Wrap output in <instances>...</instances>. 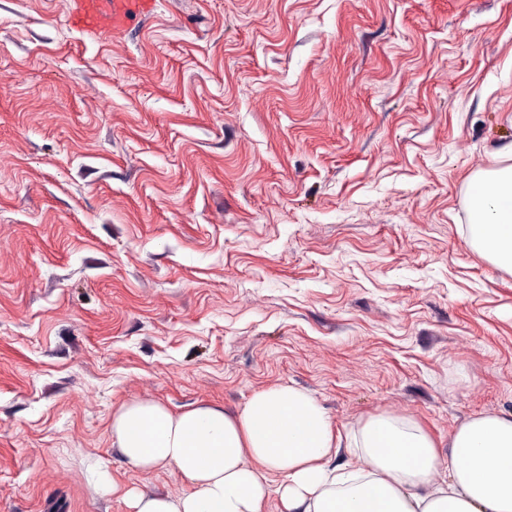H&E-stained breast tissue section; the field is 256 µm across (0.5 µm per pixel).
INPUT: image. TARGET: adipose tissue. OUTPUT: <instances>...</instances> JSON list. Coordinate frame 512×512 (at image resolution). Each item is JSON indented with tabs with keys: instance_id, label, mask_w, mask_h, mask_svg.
<instances>
[{
	"instance_id": "adipose-tissue-1",
	"label": "adipose tissue",
	"mask_w": 512,
	"mask_h": 512,
	"mask_svg": "<svg viewBox=\"0 0 512 512\" xmlns=\"http://www.w3.org/2000/svg\"><path fill=\"white\" fill-rule=\"evenodd\" d=\"M470 184L469 241L512 272V165ZM112 440L129 465L173 468L189 484L176 497L128 490L129 512H263L273 492L279 512H512V415L463 423L443 461L413 419L378 415L341 436L310 393L268 387L235 415L211 405L176 414L148 398L124 403L112 415ZM343 446L363 467L333 464ZM442 466L448 479L434 481Z\"/></svg>"
}]
</instances>
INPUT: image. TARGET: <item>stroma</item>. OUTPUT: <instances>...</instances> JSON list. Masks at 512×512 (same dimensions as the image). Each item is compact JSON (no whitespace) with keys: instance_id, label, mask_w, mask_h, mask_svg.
I'll return each mask as SVG.
<instances>
[{"instance_id":"obj_1","label":"stroma","mask_w":512,"mask_h":512,"mask_svg":"<svg viewBox=\"0 0 512 512\" xmlns=\"http://www.w3.org/2000/svg\"><path fill=\"white\" fill-rule=\"evenodd\" d=\"M0 0V512L177 495L112 415L307 390L336 432L512 413V0H158L120 41ZM109 468L119 493L91 483ZM470 184L469 241L484 258L512 272V165L478 173Z\"/></svg>"}]
</instances>
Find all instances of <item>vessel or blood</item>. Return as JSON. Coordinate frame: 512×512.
<instances>
[{"mask_svg":"<svg viewBox=\"0 0 512 512\" xmlns=\"http://www.w3.org/2000/svg\"><path fill=\"white\" fill-rule=\"evenodd\" d=\"M155 9V0H71V26L92 40L120 38Z\"/></svg>","mask_w":512,"mask_h":512,"instance_id":"vessel-or-blood-1","label":"vessel or blood"}]
</instances>
